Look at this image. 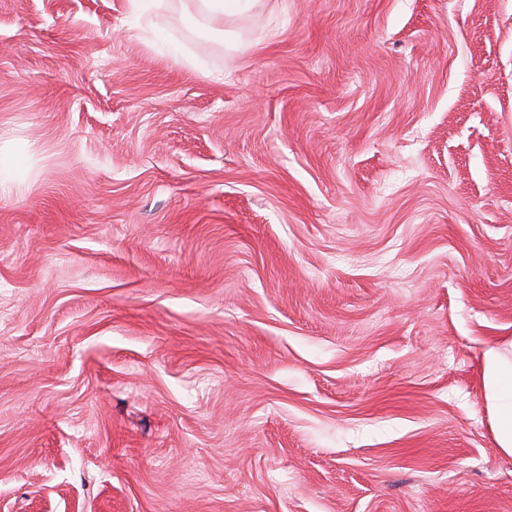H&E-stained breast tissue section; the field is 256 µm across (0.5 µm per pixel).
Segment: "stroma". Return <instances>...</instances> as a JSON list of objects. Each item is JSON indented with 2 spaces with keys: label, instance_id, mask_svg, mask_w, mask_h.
I'll return each instance as SVG.
<instances>
[{
  "label": "stroma",
  "instance_id": "1",
  "mask_svg": "<svg viewBox=\"0 0 512 512\" xmlns=\"http://www.w3.org/2000/svg\"><path fill=\"white\" fill-rule=\"evenodd\" d=\"M0 0V512H512V0ZM197 14L205 22H214L226 12L246 13L251 11L258 0H194L191 1ZM482 379L497 447L512 456V338L485 351Z\"/></svg>",
  "mask_w": 512,
  "mask_h": 512
}]
</instances>
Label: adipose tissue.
Wrapping results in <instances>:
<instances>
[{"instance_id":"adipose-tissue-1","label":"adipose tissue","mask_w":512,"mask_h":512,"mask_svg":"<svg viewBox=\"0 0 512 512\" xmlns=\"http://www.w3.org/2000/svg\"><path fill=\"white\" fill-rule=\"evenodd\" d=\"M482 379L496 444L512 456V338L485 351Z\"/></svg>"}]
</instances>
